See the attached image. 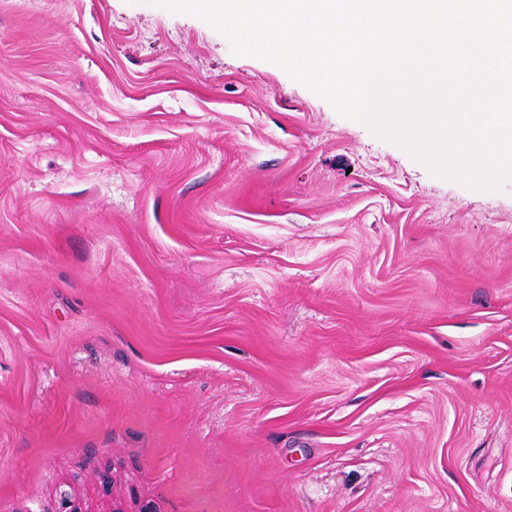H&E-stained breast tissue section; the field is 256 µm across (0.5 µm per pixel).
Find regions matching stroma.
Instances as JSON below:
<instances>
[{
	"mask_svg": "<svg viewBox=\"0 0 512 512\" xmlns=\"http://www.w3.org/2000/svg\"><path fill=\"white\" fill-rule=\"evenodd\" d=\"M0 512H512V179L149 0H0Z\"/></svg>",
	"mask_w": 512,
	"mask_h": 512,
	"instance_id": "35a3bbf8",
	"label": "stroma"
}]
</instances>
